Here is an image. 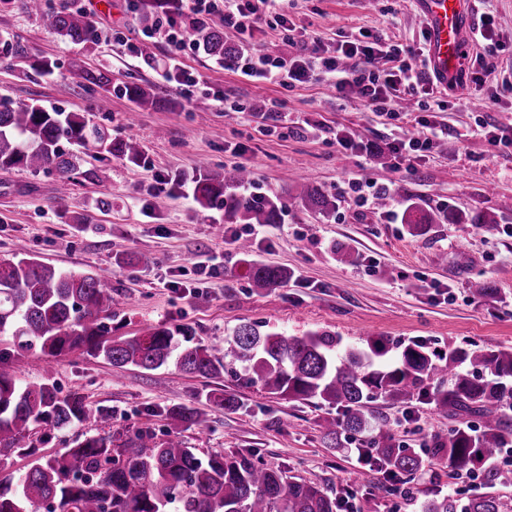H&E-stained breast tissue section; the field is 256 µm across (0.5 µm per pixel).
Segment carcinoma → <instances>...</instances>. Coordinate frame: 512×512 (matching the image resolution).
I'll list each match as a JSON object with an SVG mask.
<instances>
[{
    "label": "carcinoma",
    "instance_id": "carcinoma-1",
    "mask_svg": "<svg viewBox=\"0 0 512 512\" xmlns=\"http://www.w3.org/2000/svg\"><path fill=\"white\" fill-rule=\"evenodd\" d=\"M46 28L61 40L84 43L92 36L90 19L70 9L46 11L42 0H29ZM180 0H140L139 21L153 24L164 9ZM187 34L202 50L219 60L231 59L233 48L224 34L194 20ZM89 91L107 88V72L78 69ZM121 92L139 107H163L136 82ZM73 146L65 150L62 142ZM94 144L97 160L111 157L136 163L137 142L115 141L79 112L48 110L37 103L16 105L0 100V169L54 171L61 194L70 188L71 174L81 150ZM246 167L192 178L194 199L202 208L221 201L230 220L244 224H274L282 202L276 195L245 191L253 181ZM305 208L329 215L336 202L316 187L304 185L298 194ZM433 218L411 206L405 224L412 234L424 233ZM246 276L256 288H285L290 274L279 267L253 262ZM118 299L112 283L98 275L57 269L31 257L19 245L10 259H0V336L18 340V347L57 358L74 351L103 358L112 366L132 365L157 370L172 365L206 380L227 374L267 394L290 402L336 409L321 427L327 447L341 436L368 434L369 447L359 448L362 462L380 472L375 488L385 493L427 467L444 464L455 476L482 479L486 491L460 501L434 495L423 512H506L497 489L512 486V469L493 464L512 448V348H467L450 345L445 352L413 342L397 354L383 337L369 338L362 347H345L327 331L289 336L262 332L255 323H242L222 343L193 341L185 330L165 325L148 327L137 336L114 339L105 319ZM11 354L0 351V456L13 452L30 457L27 469L0 479V512H38L44 504L53 512H343L344 500L318 481L289 476L261 463L250 450H230L206 458L180 436L158 439L147 430L118 440L110 431L112 413L97 411L103 433L78 437L73 446L54 457L37 455V448L20 446L35 429L54 431L88 415L83 401L64 395L51 377L22 384L9 365ZM383 400L391 404H429L453 425L430 434L426 450L393 441L384 420L370 410ZM211 402L231 413L244 407L232 392L210 394ZM175 424L192 426L201 414L186 404L166 409ZM475 416L482 427L472 428L465 417Z\"/></svg>",
    "mask_w": 512,
    "mask_h": 512
}]
</instances>
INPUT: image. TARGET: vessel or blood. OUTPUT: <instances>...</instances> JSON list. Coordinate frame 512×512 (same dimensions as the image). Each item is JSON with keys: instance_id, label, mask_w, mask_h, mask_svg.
<instances>
[{"instance_id": "obj_1", "label": "vessel or blood", "mask_w": 512, "mask_h": 512, "mask_svg": "<svg viewBox=\"0 0 512 512\" xmlns=\"http://www.w3.org/2000/svg\"><path fill=\"white\" fill-rule=\"evenodd\" d=\"M429 32L427 64L440 86L457 81L464 61L462 0H422Z\"/></svg>"}]
</instances>
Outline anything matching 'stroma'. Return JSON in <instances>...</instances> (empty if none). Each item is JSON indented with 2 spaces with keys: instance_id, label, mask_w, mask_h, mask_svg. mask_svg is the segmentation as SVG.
<instances>
[{
  "instance_id": "stroma-1",
  "label": "stroma",
  "mask_w": 512,
  "mask_h": 512,
  "mask_svg": "<svg viewBox=\"0 0 512 512\" xmlns=\"http://www.w3.org/2000/svg\"><path fill=\"white\" fill-rule=\"evenodd\" d=\"M463 3L468 26L492 16L502 42L492 59L470 45L463 65L484 74L483 106L473 109L468 95L435 88V98L446 103L437 121L448 140L413 168L398 170L340 149L336 133L350 132L370 152L386 149L390 134L415 132L422 95L406 97L405 109L391 118L341 98L327 82L288 89L253 82L234 63L200 50L181 58L198 80L186 95L167 80L164 41L142 43L136 54L97 36L64 42L25 0H0V97L85 114L113 138L137 140L142 149L135 165L83 156L63 199L54 174L0 170V258H10L21 243L56 268L109 278L121 300L110 321L116 337L165 323L190 327L207 342L254 322L291 335L328 331L349 346L383 336L401 347L414 340L441 350L451 344L512 347V151L492 150L480 134L484 123L512 126V0ZM270 13L288 16L293 36L266 26L246 42L228 28L225 44L292 58L313 38L331 52L365 30L408 51L421 47L426 32L418 0H273ZM89 19L131 37L141 29L127 0H93ZM37 56L57 62L52 75L30 69ZM77 65L109 71L111 87L86 93L73 73ZM128 81L176 99L177 107L135 109L120 91ZM218 95L227 111L213 106ZM235 165L254 170L257 193L281 198L280 223L255 230L225 222L221 204L201 208L192 183H172ZM356 179L386 185L396 197L394 210L415 202L435 213L437 223L420 236L409 234L404 223H381L377 209L359 206L349 188ZM303 182L334 195L335 213L324 217L298 205L294 196ZM482 214L490 224H473ZM216 224L223 235L214 234ZM245 238L252 244L246 255L236 249ZM337 243L355 253V263L338 261L332 250ZM141 254L150 265L137 263ZM249 260L286 268L293 278L284 288L251 289L244 275ZM478 277L496 288L493 299L472 296L470 283ZM13 367L28 381L53 376L63 393L80 396L89 410H110L116 433L148 429L165 437L173 429L166 408L183 403L203 417L183 432L199 454L252 450L266 465L339 494L357 478L354 450L363 437L344 448L326 447L320 427L325 409L273 398L228 376L208 382L171 368H115L79 351L50 362L27 353ZM210 389L236 393L245 410L216 408L205 399ZM373 409L409 448L448 426L447 417L422 403L406 408L379 400ZM448 483L447 476L428 472L390 494L366 485L353 505L356 512H421V503L447 491Z\"/></svg>"
}]
</instances>
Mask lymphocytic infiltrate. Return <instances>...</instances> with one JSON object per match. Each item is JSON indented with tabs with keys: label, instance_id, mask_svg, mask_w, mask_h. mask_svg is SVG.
Returning <instances> with one entry per match:
<instances>
[{
	"label": "lymphocytic infiltrate",
	"instance_id": "obj_1",
	"mask_svg": "<svg viewBox=\"0 0 512 512\" xmlns=\"http://www.w3.org/2000/svg\"><path fill=\"white\" fill-rule=\"evenodd\" d=\"M187 12L160 14L151 27L142 30L144 40L161 39L174 55H182L191 43L188 41L183 17L192 15L194 20L206 22L212 18L223 20L225 27L240 34L253 35L266 21L289 29L285 17H270V0H185ZM345 60L359 61L356 69L342 68ZM236 69L254 81H270L290 88L313 80L315 74H324L327 81L341 97L359 95L365 107L395 106L404 92L417 91L425 81L413 54L401 50L384 51L381 39L363 35L340 41L333 56H323L319 43H312L306 53L286 59L270 54L240 56ZM416 134L392 138L389 150L398 164H413L427 156L436 146L442 131L434 120L431 104L420 106L415 118Z\"/></svg>",
	"mask_w": 512,
	"mask_h": 512
}]
</instances>
